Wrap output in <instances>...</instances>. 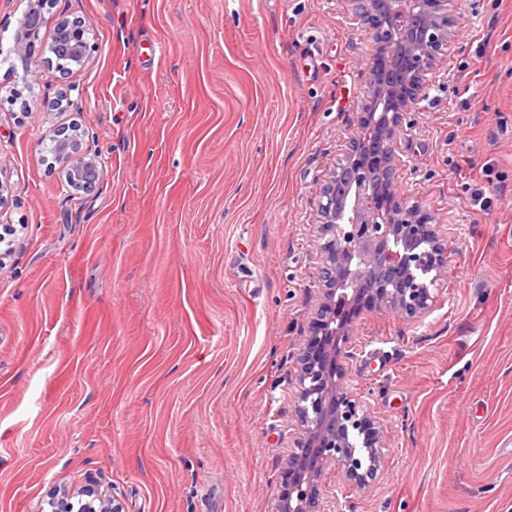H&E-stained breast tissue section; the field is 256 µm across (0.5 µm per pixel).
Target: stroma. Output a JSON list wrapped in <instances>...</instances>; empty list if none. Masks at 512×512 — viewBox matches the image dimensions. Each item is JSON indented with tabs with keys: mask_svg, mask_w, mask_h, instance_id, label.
<instances>
[{
	"mask_svg": "<svg viewBox=\"0 0 512 512\" xmlns=\"http://www.w3.org/2000/svg\"><path fill=\"white\" fill-rule=\"evenodd\" d=\"M398 182L447 240L431 312L362 311L346 380L385 424L341 512H512V0H462ZM90 60L0 65V512L90 487L123 512H270L320 298L313 203L363 102L344 0H53ZM72 86L73 107L50 109ZM80 125L101 181L46 150ZM484 204H476V197Z\"/></svg>",
	"mask_w": 512,
	"mask_h": 512,
	"instance_id": "obj_1",
	"label": "stroma"
}]
</instances>
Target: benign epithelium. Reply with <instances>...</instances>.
I'll return each instance as SVG.
<instances>
[{"label":"benign epithelium","instance_id":"obj_1","mask_svg":"<svg viewBox=\"0 0 512 512\" xmlns=\"http://www.w3.org/2000/svg\"><path fill=\"white\" fill-rule=\"evenodd\" d=\"M48 2L31 0L18 22L15 51L27 58L28 74L39 62L51 61L41 27L29 22L44 14ZM346 2L375 53L365 62V99L346 150L315 200L321 298L297 355L292 396L300 431L291 439L271 512H334L320 500L324 468L333 464L346 481L366 489L384 461V425L366 397L344 381L343 362L355 356L353 317L337 315L336 298L350 311L362 304L417 320L435 301L431 273L447 263L440 226L422 201L399 190L394 175L404 165L397 140L411 127V112L428 97L435 60L447 52L460 13L452 11L450 0ZM87 31L88 24L77 19L55 25V42L73 67L88 62ZM54 162L70 190H88L103 176L98 156L82 152L78 134L65 129L56 135ZM81 512L122 508L97 491Z\"/></svg>","mask_w":512,"mask_h":512}]
</instances>
